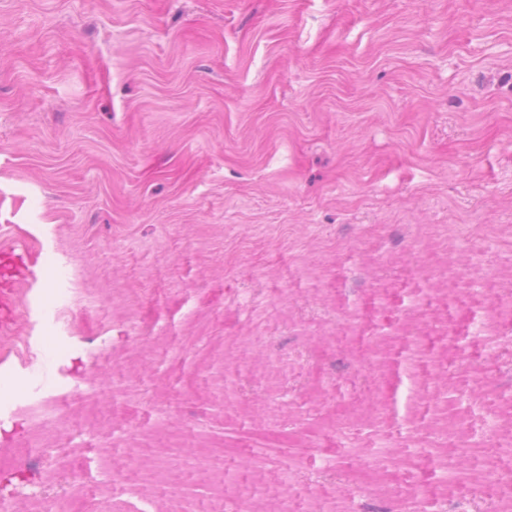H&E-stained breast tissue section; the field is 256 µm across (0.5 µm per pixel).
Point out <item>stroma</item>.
Returning <instances> with one entry per match:
<instances>
[{
    "label": "stroma",
    "mask_w": 512,
    "mask_h": 512,
    "mask_svg": "<svg viewBox=\"0 0 512 512\" xmlns=\"http://www.w3.org/2000/svg\"><path fill=\"white\" fill-rule=\"evenodd\" d=\"M2 249L0 512L512 500V0H0ZM14 282L3 281L0 285V325L1 329L14 320Z\"/></svg>",
    "instance_id": "stroma-1"
}]
</instances>
